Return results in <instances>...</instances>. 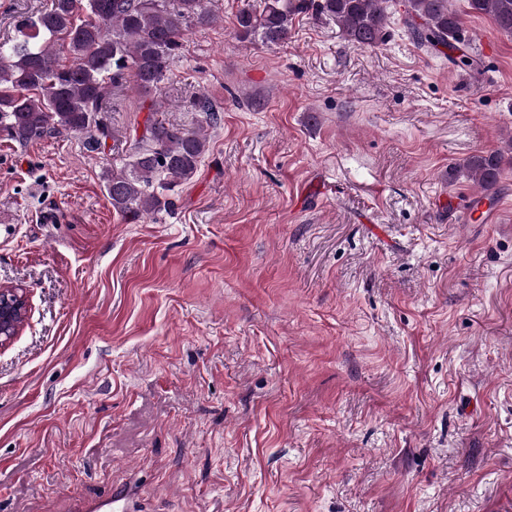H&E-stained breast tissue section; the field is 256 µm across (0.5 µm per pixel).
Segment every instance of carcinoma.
<instances>
[{
	"label": "carcinoma",
	"instance_id": "carcinoma-1",
	"mask_svg": "<svg viewBox=\"0 0 512 512\" xmlns=\"http://www.w3.org/2000/svg\"><path fill=\"white\" fill-rule=\"evenodd\" d=\"M452 2L406 0L403 23L418 47L475 71L477 58L461 38L462 17ZM468 4L512 34V0ZM308 13L335 21L356 46L374 47L391 37L386 0H260L237 14V32L242 39L284 44L293 19ZM212 22L204 0H50L48 7L19 16L14 35L0 40V134L27 144L70 131L98 148L113 135L97 119L110 109V90L158 88L189 29ZM195 108L202 115L195 127L147 120L141 145L106 178L115 212L135 219L159 211L169 204L164 192L192 178L206 150L205 127L217 121L208 99H198ZM504 163L499 152L482 153L469 157L463 169L487 191Z\"/></svg>",
	"mask_w": 512,
	"mask_h": 512
}]
</instances>
